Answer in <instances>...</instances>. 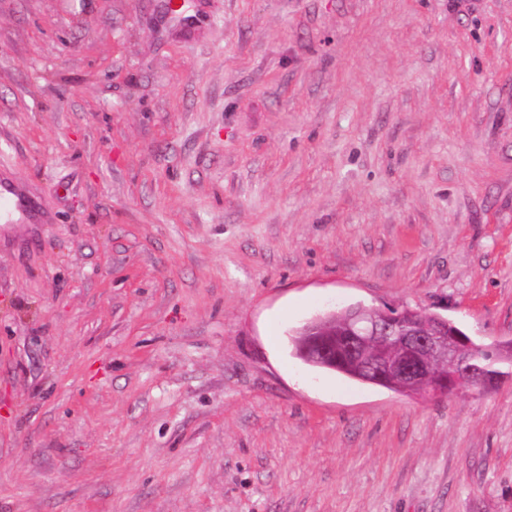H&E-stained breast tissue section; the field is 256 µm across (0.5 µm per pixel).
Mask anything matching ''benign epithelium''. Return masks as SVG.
I'll return each mask as SVG.
<instances>
[{"label":"benign epithelium","instance_id":"obj_1","mask_svg":"<svg viewBox=\"0 0 512 512\" xmlns=\"http://www.w3.org/2000/svg\"><path fill=\"white\" fill-rule=\"evenodd\" d=\"M305 335L317 358L340 356L368 378L421 387L428 396L495 378L472 363L479 346L468 335L448 330L447 319L422 311L406 320L395 308L359 305L348 309L340 330L315 318L306 324Z\"/></svg>","mask_w":512,"mask_h":512}]
</instances>
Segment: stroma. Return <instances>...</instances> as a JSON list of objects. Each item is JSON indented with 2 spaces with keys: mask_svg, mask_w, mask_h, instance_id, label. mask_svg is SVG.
I'll list each match as a JSON object with an SVG mask.
<instances>
[{
  "mask_svg": "<svg viewBox=\"0 0 512 512\" xmlns=\"http://www.w3.org/2000/svg\"><path fill=\"white\" fill-rule=\"evenodd\" d=\"M0 0V512H512V362L405 396L288 334L512 342V0ZM22 224H42L46 216L39 200L19 184L0 179V220Z\"/></svg>",
  "mask_w": 512,
  "mask_h": 512,
  "instance_id": "obj_1",
  "label": "stroma"
}]
</instances>
